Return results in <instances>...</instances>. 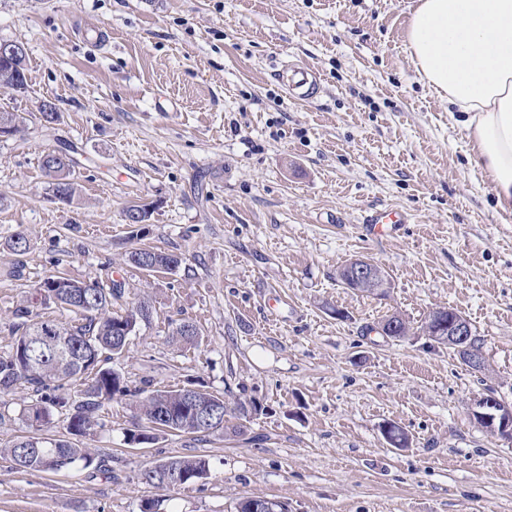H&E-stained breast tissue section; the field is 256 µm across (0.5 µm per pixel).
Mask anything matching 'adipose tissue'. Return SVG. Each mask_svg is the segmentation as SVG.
I'll return each instance as SVG.
<instances>
[{
  "label": "adipose tissue",
  "mask_w": 512,
  "mask_h": 512,
  "mask_svg": "<svg viewBox=\"0 0 512 512\" xmlns=\"http://www.w3.org/2000/svg\"><path fill=\"white\" fill-rule=\"evenodd\" d=\"M405 41L420 81L465 132L497 213L512 215V0H419Z\"/></svg>",
  "instance_id": "ef3b65f1"
}]
</instances>
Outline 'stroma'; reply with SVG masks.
<instances>
[{
  "label": "stroma",
  "mask_w": 512,
  "mask_h": 512,
  "mask_svg": "<svg viewBox=\"0 0 512 512\" xmlns=\"http://www.w3.org/2000/svg\"><path fill=\"white\" fill-rule=\"evenodd\" d=\"M417 0H0V40L28 49L27 88H0V112L52 101L60 120L0 140V353L15 310L62 272L121 282L112 309L150 322L112 369L151 393L187 387L255 402L232 428L157 433L132 446V398L112 401L82 447L111 475L22 473L0 460V512H235L239 500L288 512H512V444L473 418L487 395L512 404V216L448 103L419 80L404 32ZM321 78L297 100L281 74ZM172 103L155 109L158 95ZM76 159L58 202L41 158ZM151 207L147 223L125 208ZM408 221L373 239L363 223ZM24 250L11 248L15 235ZM183 256L146 272L128 254ZM356 258L389 275L383 297L345 287ZM465 316L486 368L426 336L434 308ZM411 332L381 335L392 315ZM195 323L196 345L169 335ZM26 390L0 398V445L28 434ZM409 438L391 445L381 427ZM200 455L207 478L157 489L145 467ZM405 222V215L401 211L381 210L369 216L363 228L366 236L382 238L397 233ZM143 258L149 259L151 265H157L159 269L156 270H172L177 268L182 262V258L177 256V254L155 250L153 248H136L132 250L128 255V262L132 266L142 270L143 268L141 266L144 265V263L141 262V260Z\"/></svg>",
  "instance_id": "obj_1"
}]
</instances>
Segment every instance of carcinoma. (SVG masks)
<instances>
[{"label":"carcinoma","mask_w":512,"mask_h":512,"mask_svg":"<svg viewBox=\"0 0 512 512\" xmlns=\"http://www.w3.org/2000/svg\"><path fill=\"white\" fill-rule=\"evenodd\" d=\"M7 118L17 124L25 120L56 123L60 114L47 112L38 107V112L26 118L13 112H0V119ZM42 171L50 179L54 197L62 203H69L75 196V171L71 162L63 157L42 159ZM148 259L161 270L177 268L182 258L174 253L153 248H136L128 255V262L141 268L142 259ZM55 278L66 281L69 288L57 295L54 303L61 308L78 314L81 321L63 324L54 320H43L27 307L15 311L16 322L13 332L16 340L12 349L0 354V397L10 395L23 386L32 391L35 402L23 410L26 421L36 420L35 430L49 423L55 412L65 415L67 435L58 439L40 437L36 434L20 436L0 448V459L8 462L17 472L55 473L76 468L89 473H111L107 459L94 448H81L72 441L74 436H84L103 426L101 413L116 397H136L141 390H131L122 377L110 368L101 366L122 354L119 350L115 329L122 321L142 320L143 312L151 309L141 302L121 314L110 311L112 301L122 295L121 285L114 281L81 282L58 273ZM54 330L53 342L47 344L38 335L43 328ZM80 384V399L71 401L66 390ZM184 390L156 391L138 401L137 410L145 425L138 431L147 444L155 440V432L169 428V422L176 423L172 431L186 433L180 425L193 417V405L186 400ZM166 407L171 416L167 421L159 416V408ZM177 470L180 484L186 485L205 478L209 463L201 456H174L167 459Z\"/></svg>","instance_id":"cac0c4a2"}]
</instances>
